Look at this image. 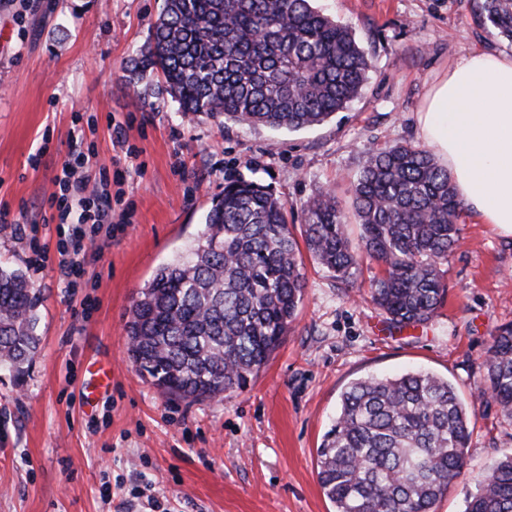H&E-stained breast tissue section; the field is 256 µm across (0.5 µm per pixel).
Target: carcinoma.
Segmentation results:
<instances>
[{"instance_id":"carcinoma-1","label":"carcinoma","mask_w":512,"mask_h":512,"mask_svg":"<svg viewBox=\"0 0 512 512\" xmlns=\"http://www.w3.org/2000/svg\"><path fill=\"white\" fill-rule=\"evenodd\" d=\"M312 0H164L138 78L158 71L186 114L221 123L301 129L347 107L368 79L370 50ZM478 23L512 44V0H474ZM359 226L329 192L303 205L305 245L347 284L364 261L382 266L372 300L395 327L429 321L446 285L438 266L459 244L463 202L448 170L420 145L372 152L351 183ZM285 203L255 181H232L196 243L163 265L133 301L131 359L165 395L190 401L246 388L280 346L306 288ZM40 292L0 267V368L24 374L38 349ZM483 367L512 422V324L491 336ZM470 414L448 379L429 372L362 377L317 449L335 512H432L465 479ZM465 512H512V455L466 496Z\"/></svg>"}]
</instances>
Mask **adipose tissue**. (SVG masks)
Wrapping results in <instances>:
<instances>
[{
  "instance_id": "1",
  "label": "adipose tissue",
  "mask_w": 512,
  "mask_h": 512,
  "mask_svg": "<svg viewBox=\"0 0 512 512\" xmlns=\"http://www.w3.org/2000/svg\"><path fill=\"white\" fill-rule=\"evenodd\" d=\"M417 120L459 198L512 235V56L480 49L460 57Z\"/></svg>"
}]
</instances>
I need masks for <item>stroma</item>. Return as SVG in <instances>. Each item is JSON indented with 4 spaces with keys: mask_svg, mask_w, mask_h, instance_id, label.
Instances as JSON below:
<instances>
[{
    "mask_svg": "<svg viewBox=\"0 0 512 512\" xmlns=\"http://www.w3.org/2000/svg\"><path fill=\"white\" fill-rule=\"evenodd\" d=\"M372 49L369 79L348 109L299 131L182 115L159 75L130 84L163 0H0V209L33 226L50 260L32 268L21 235L0 230V266L41 292L40 346L22 377L0 371V512H334L317 449L355 379L421 369L448 378L472 411L465 495L512 454V423L486 391L488 342L512 323V237L471 211L440 271L445 303L395 329L369 295L303 254L306 288L281 346L247 389L189 402L162 395L133 366L125 324L156 270L194 243L231 180L257 181L287 203L333 191L350 211V179L370 149L421 143L417 113L458 57L512 44L478 27L473 0H314ZM80 177L110 193L75 287L59 273L57 192L72 143ZM38 165L30 158L41 144Z\"/></svg>",
    "mask_w": 512,
    "mask_h": 512,
    "instance_id": "stroma-1",
    "label": "stroma"
}]
</instances>
